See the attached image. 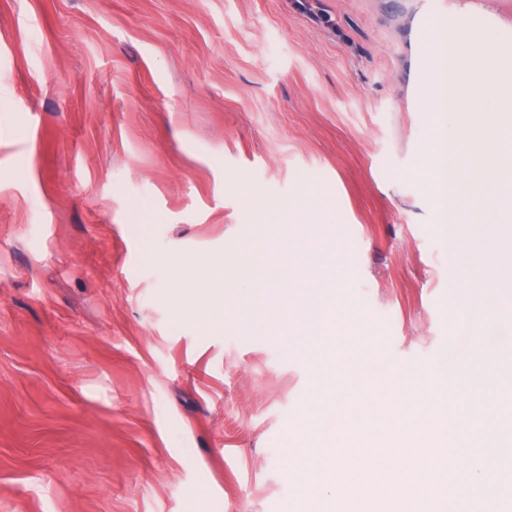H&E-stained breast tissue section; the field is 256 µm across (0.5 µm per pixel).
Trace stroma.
Returning <instances> with one entry per match:
<instances>
[{"instance_id":"1","label":"stroma","mask_w":512,"mask_h":512,"mask_svg":"<svg viewBox=\"0 0 512 512\" xmlns=\"http://www.w3.org/2000/svg\"><path fill=\"white\" fill-rule=\"evenodd\" d=\"M419 0H0V512H299L290 433L512 344V265L458 277L419 173ZM341 254L318 385L274 321ZM223 261L210 292L183 278ZM455 453L485 454L455 393Z\"/></svg>"}]
</instances>
